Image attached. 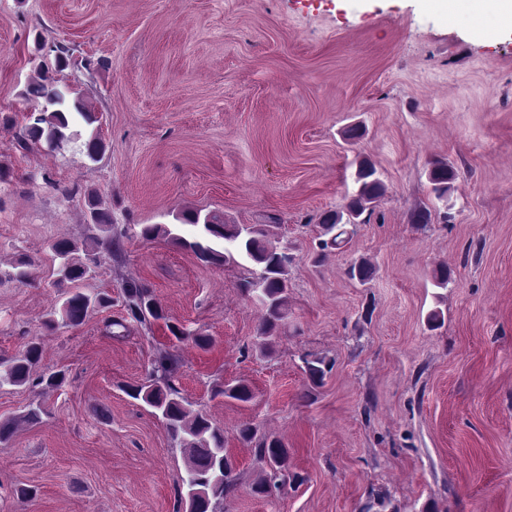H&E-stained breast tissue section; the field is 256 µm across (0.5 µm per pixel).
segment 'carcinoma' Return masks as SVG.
I'll use <instances>...</instances> for the list:
<instances>
[{"instance_id":"1","label":"carcinoma","mask_w":512,"mask_h":512,"mask_svg":"<svg viewBox=\"0 0 512 512\" xmlns=\"http://www.w3.org/2000/svg\"><path fill=\"white\" fill-rule=\"evenodd\" d=\"M56 89L54 80L47 71H41L28 85L26 94L34 100L47 99ZM65 99L56 102L58 108L50 111L43 108L28 123L15 131L18 145L28 150L41 143L50 149L64 147L72 139L80 138L72 127L83 122L91 125L97 117L84 104L74 103V111L60 109ZM86 155L93 161L103 155L107 145L97 131L83 142ZM428 179L431 190L439 199L448 196L455 180L454 168L443 158L429 162ZM357 191L346 199L337 210L320 215L321 224L328 239L319 242L320 249L338 248L351 235V227L364 224L374 212L376 203L385 194V186L377 176L373 163L363 160L356 171ZM88 207L92 223L104 231L112 230L114 219L112 210L102 205L96 194L88 195ZM182 228L177 232L158 224L141 228L140 235L145 239L159 236L167 238L179 248L192 252L200 261L211 265H224L236 262V258L248 260L255 265L251 276L241 284L243 291L251 287H261L263 314L257 328L256 347L261 353L269 351L271 339L277 336L288 319V288L292 260L288 259V248L278 247L272 241L275 233L270 224H229L217 213L201 215L197 211L183 212L176 216ZM52 249L59 263L52 273L51 287L58 290L59 311H50L44 321L47 331H54L58 323L81 324L89 313L109 303L105 296L88 295L82 292H68V285L85 279L90 271V262L95 253L80 249L69 240H58ZM351 278L361 283L370 281L374 275L373 265L363 259L349 269ZM123 308L126 317L114 320L110 326L126 328L127 320L146 327L163 322L166 329L178 339L192 341L199 347L209 344V338L202 333L185 332L184 327L170 322L155 296L153 288L143 281L129 280L121 288ZM60 314L61 320L55 319ZM41 347L32 341L26 350L0 364V386L33 387L39 385L50 389L58 386L60 376L56 373L32 377L34 368L40 362ZM178 359L171 353L160 354L147 370L145 378L138 385L130 387L128 395L141 399L155 409L165 423L171 437L177 442L185 456V475L182 477L180 501L188 512H218L232 488L240 484V473L235 461L224 448V431L213 425L199 411L190 408V403L182 395L177 384ZM219 393L241 403L253 398L251 387L243 382L223 386ZM45 406L41 400H32L19 418L0 421V445L8 444L15 434L17 421L29 424L41 421ZM243 443L251 447L255 461L261 465L260 474L251 484V492L260 498H269L273 492L281 491L289 481L298 479L291 472L289 451L278 438L257 434L250 424L239 429Z\"/></svg>"}]
</instances>
